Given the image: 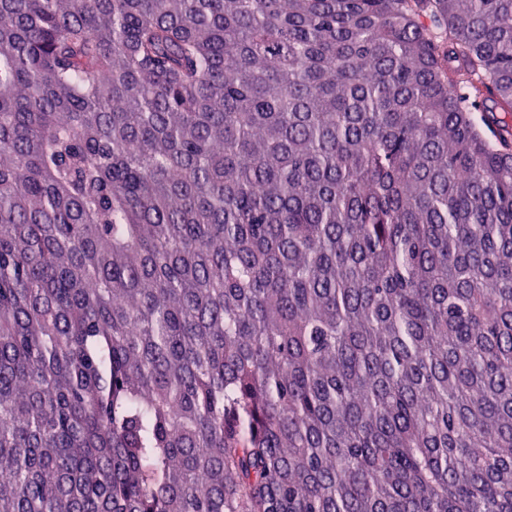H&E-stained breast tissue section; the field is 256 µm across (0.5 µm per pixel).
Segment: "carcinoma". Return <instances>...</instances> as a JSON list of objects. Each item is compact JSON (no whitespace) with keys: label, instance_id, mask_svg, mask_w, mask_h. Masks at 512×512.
Returning a JSON list of instances; mask_svg holds the SVG:
<instances>
[{"label":"carcinoma","instance_id":"1","mask_svg":"<svg viewBox=\"0 0 512 512\" xmlns=\"http://www.w3.org/2000/svg\"><path fill=\"white\" fill-rule=\"evenodd\" d=\"M0 512H512V0H0Z\"/></svg>","mask_w":512,"mask_h":512}]
</instances>
